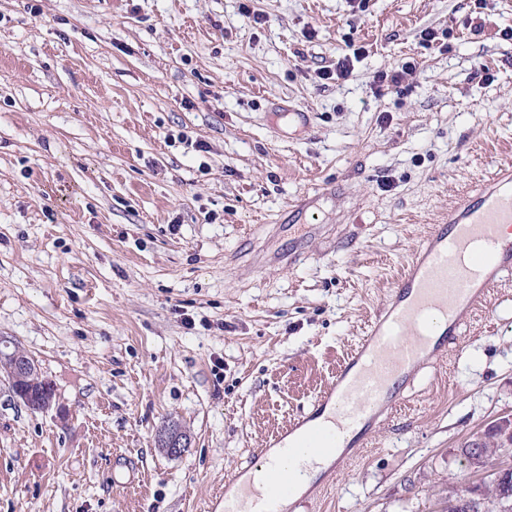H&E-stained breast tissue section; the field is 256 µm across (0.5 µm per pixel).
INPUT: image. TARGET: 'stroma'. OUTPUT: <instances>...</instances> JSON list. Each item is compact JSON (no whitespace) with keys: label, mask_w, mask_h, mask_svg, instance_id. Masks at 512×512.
I'll use <instances>...</instances> for the list:
<instances>
[{"label":"stroma","mask_w":512,"mask_h":512,"mask_svg":"<svg viewBox=\"0 0 512 512\" xmlns=\"http://www.w3.org/2000/svg\"><path fill=\"white\" fill-rule=\"evenodd\" d=\"M506 29L512 0H0V336L57 393L33 412L0 377V512H224L429 225L512 162ZM509 415L512 279L287 512H448ZM413 67H415L414 64L407 62L401 66V69L378 72L374 77V93L376 96L382 97L388 93L392 87H397L400 84L405 71L412 69ZM512 446V418L504 417L492 424L483 435L470 441L464 448V454L470 466L476 472L485 470L484 462L491 451ZM158 448H161L167 455L179 456L184 448H187L188 437L174 424L164 425L157 435Z\"/></svg>","instance_id":"obj_1"}]
</instances>
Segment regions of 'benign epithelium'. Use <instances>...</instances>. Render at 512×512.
Segmentation results:
<instances>
[{
	"instance_id": "1",
	"label": "benign epithelium",
	"mask_w": 512,
	"mask_h": 512,
	"mask_svg": "<svg viewBox=\"0 0 512 512\" xmlns=\"http://www.w3.org/2000/svg\"><path fill=\"white\" fill-rule=\"evenodd\" d=\"M0 368L5 371L6 381L13 398L32 412H47L56 404L55 394L40 397L35 389L49 382L41 376L33 357L6 336H0ZM158 447L166 454L176 457L188 445V437L175 425H164L157 435ZM512 446V418L504 417L492 424L483 435L470 441L464 454L470 466L478 472L485 470L484 462L492 451ZM478 488L459 494L452 502L457 512H475L480 500L473 497Z\"/></svg>"
}]
</instances>
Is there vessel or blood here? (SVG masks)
<instances>
[{
    "instance_id": "b4317fda",
    "label": "vessel or blood",
    "mask_w": 512,
    "mask_h": 512,
    "mask_svg": "<svg viewBox=\"0 0 512 512\" xmlns=\"http://www.w3.org/2000/svg\"><path fill=\"white\" fill-rule=\"evenodd\" d=\"M506 225L512 226L511 165L430 225L335 378L268 447L300 467L370 445L377 423L391 418L421 366L445 358L491 288L512 276V242L501 238ZM265 465L268 489L241 486L225 497L224 512H278L287 488L274 479L276 460Z\"/></svg>"
}]
</instances>
